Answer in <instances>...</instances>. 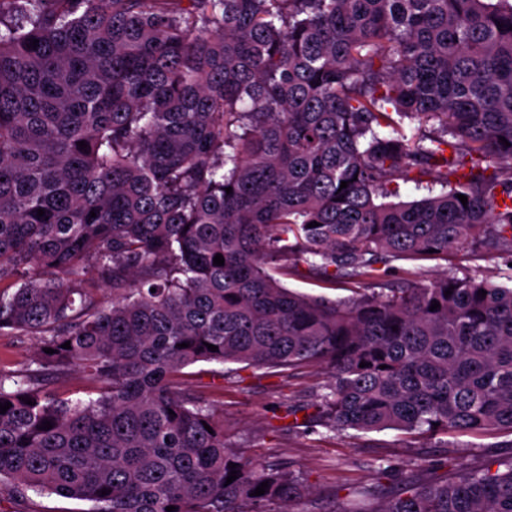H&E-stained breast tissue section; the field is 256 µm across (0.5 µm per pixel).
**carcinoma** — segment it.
I'll use <instances>...</instances> for the list:
<instances>
[{"label":"carcinoma","mask_w":512,"mask_h":512,"mask_svg":"<svg viewBox=\"0 0 512 512\" xmlns=\"http://www.w3.org/2000/svg\"><path fill=\"white\" fill-rule=\"evenodd\" d=\"M401 181L446 191L386 201ZM468 241L512 256V0H0V333L38 340L0 368V488L290 512L310 486L227 446L184 386L200 363L324 368L336 432L512 434V273L281 284ZM73 371L85 400L50 389ZM392 482L342 512H512V457ZM281 282L287 288L313 296H323L332 301H344L351 298L354 293L349 288L336 282V285L323 283L304 275L288 276L281 278Z\"/></svg>","instance_id":"carcinoma-1"}]
</instances>
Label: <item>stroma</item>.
Listing matches in <instances>:
<instances>
[{"mask_svg":"<svg viewBox=\"0 0 512 512\" xmlns=\"http://www.w3.org/2000/svg\"><path fill=\"white\" fill-rule=\"evenodd\" d=\"M418 270L428 279L476 274L501 282L512 271V258L465 245L444 260L391 262L382 268L380 281L395 288ZM190 383L223 424L228 447L243 449L254 466H285L312 487L311 496L293 503V512H338L355 488L378 480L382 466L414 469L427 481L512 456V437L497 433L431 438L394 429L332 431L318 419L319 396L327 383L326 371L318 366L222 374L216 366L200 364L192 368ZM289 410L308 417V424L292 427L284 419Z\"/></svg>","mask_w":512,"mask_h":512,"instance_id":"stroma-1","label":"stroma"}]
</instances>
